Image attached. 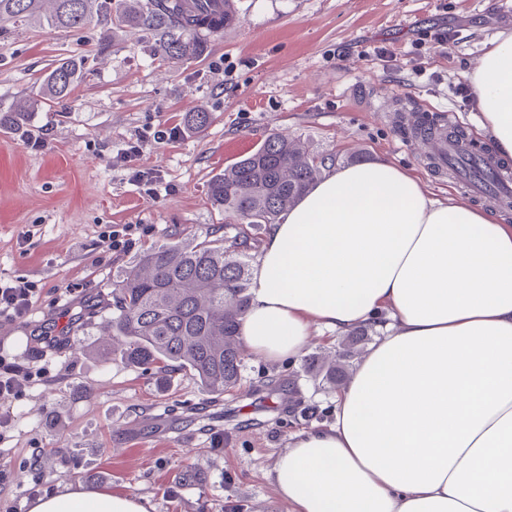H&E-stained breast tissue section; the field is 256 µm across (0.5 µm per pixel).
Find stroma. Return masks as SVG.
Listing matches in <instances>:
<instances>
[{"label": "stroma", "mask_w": 512, "mask_h": 512, "mask_svg": "<svg viewBox=\"0 0 512 512\" xmlns=\"http://www.w3.org/2000/svg\"><path fill=\"white\" fill-rule=\"evenodd\" d=\"M239 21L210 36L198 58L154 60L153 34L113 33L92 21L79 33L29 19L0 27V110L35 96L64 59L82 62L70 96L34 109L42 148L0 131V278L35 285L32 314L0 322V356L27 372L13 401L16 427L0 443V512L71 482L146 498L150 512H288L268 472L292 432L317 425L304 407L330 412L335 388L311 359L338 339L313 335L302 357H246L240 389L214 396L192 376L130 363L94 319L73 324L86 300L112 306L120 274L151 247L193 245L213 225L242 229L212 206L210 179L279 134L311 153L384 159L414 173L426 192L462 200L403 138L388 113L365 111L352 86L395 88L426 107L453 109L477 137L473 71L496 35L512 28V0H237ZM448 35L447 42L436 39ZM203 109L214 121L182 128ZM162 130L163 141H141ZM141 141V155L126 149ZM132 243L108 249V234ZM67 330L75 350L37 358L43 329ZM278 378L279 394L262 384Z\"/></svg>", "instance_id": "obj_1"}]
</instances>
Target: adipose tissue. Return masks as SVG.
Here are the masks:
<instances>
[{
    "instance_id": "ef3b65f1",
    "label": "adipose tissue",
    "mask_w": 512,
    "mask_h": 512,
    "mask_svg": "<svg viewBox=\"0 0 512 512\" xmlns=\"http://www.w3.org/2000/svg\"><path fill=\"white\" fill-rule=\"evenodd\" d=\"M478 129L512 158V31L471 77ZM385 333L269 472L290 512H512V224L430 197L385 162L327 169L270 225L239 336L272 362L313 331ZM29 512H149L68 484Z\"/></svg>"
}]
</instances>
